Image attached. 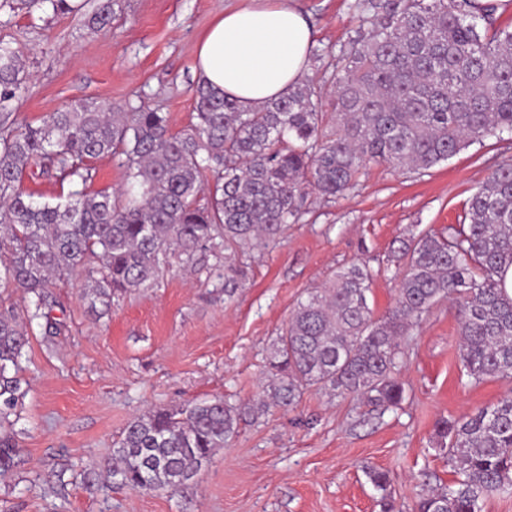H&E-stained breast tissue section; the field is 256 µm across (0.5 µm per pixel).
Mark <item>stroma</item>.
Wrapping results in <instances>:
<instances>
[{
  "label": "stroma",
  "mask_w": 512,
  "mask_h": 512,
  "mask_svg": "<svg viewBox=\"0 0 512 512\" xmlns=\"http://www.w3.org/2000/svg\"><path fill=\"white\" fill-rule=\"evenodd\" d=\"M66 15L0 9V40L18 48L29 74L20 119L40 125L78 99L117 107L145 104L177 133L193 120L197 44L238 0H120L108 30L89 16L103 0H78ZM349 0H298L316 47H339L357 22ZM512 134L490 137L423 174L372 164L345 197L309 195L285 238L235 253L240 271L224 294L223 249L172 261L154 288L91 306L85 278L55 279L47 319L34 321L21 361L27 394L12 427L20 464L0 479V512H415L430 488L456 469L436 447L435 426L495 404L512 379L462 385L459 321L435 305L401 340L400 407L371 410L354 396L308 389L290 410L268 403L267 356L299 301L336 269L365 263L374 274L369 304H395L394 250L418 229L458 223L464 205L503 161ZM93 178L59 182L29 164L22 187L34 200H74L125 185L118 157L91 160ZM215 396L264 403L259 415L216 449L179 492L108 487L112 448L136 416ZM389 472L382 502L368 472Z\"/></svg>",
  "instance_id": "obj_1"
}]
</instances>
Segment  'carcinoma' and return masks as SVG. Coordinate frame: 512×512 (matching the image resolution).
<instances>
[{"instance_id": "obj_1", "label": "carcinoma", "mask_w": 512, "mask_h": 512, "mask_svg": "<svg viewBox=\"0 0 512 512\" xmlns=\"http://www.w3.org/2000/svg\"><path fill=\"white\" fill-rule=\"evenodd\" d=\"M74 10L72 0H0L10 11ZM354 35L336 52L334 111L313 85L243 111L224 92L198 84L194 119L171 133L163 113L124 112L79 99L38 126L8 112L25 90L19 52L0 41V264L36 297L21 316L0 308V427L26 394L20 361L29 323L47 317L53 280L85 274L84 296L109 305L117 292L152 287L170 255L193 260L224 250L266 248L303 214L309 191L334 199L371 163L424 173L484 139L512 133V30L469 9L468 0H351ZM112 0L89 18L96 30ZM119 156L128 190L97 191L66 204L39 203L21 188L30 161L59 181L92 178L88 162ZM213 190L199 203L207 176ZM464 219L412 233L398 248L394 307L376 318L372 271L353 263L308 294L269 353L271 400L295 407L315 386L388 410L404 400L398 339L434 304L449 300L460 325L464 386L512 378V298L500 272L512 264V163L498 166L467 201ZM254 408L222 397L134 417L112 448V482L145 493L175 491L237 433ZM436 437L459 479L422 497L418 512H481L512 490V396L462 419H442ZM17 448L0 432V476Z\"/></svg>"}]
</instances>
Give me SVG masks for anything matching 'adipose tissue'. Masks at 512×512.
Wrapping results in <instances>:
<instances>
[{"instance_id":"1","label":"adipose tissue","mask_w":512,"mask_h":512,"mask_svg":"<svg viewBox=\"0 0 512 512\" xmlns=\"http://www.w3.org/2000/svg\"><path fill=\"white\" fill-rule=\"evenodd\" d=\"M313 26L295 0H244L200 40L196 74L245 110L285 95L305 72Z\"/></svg>"}]
</instances>
